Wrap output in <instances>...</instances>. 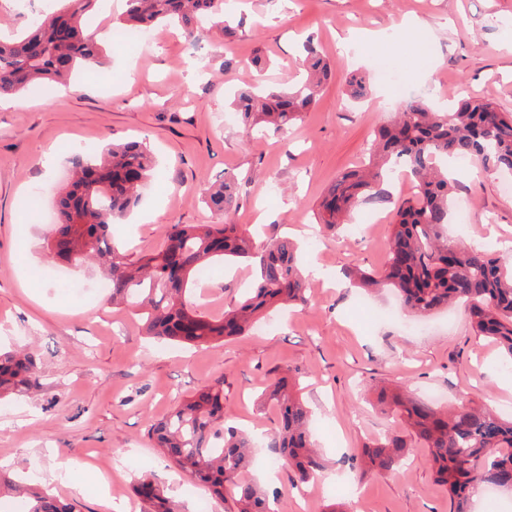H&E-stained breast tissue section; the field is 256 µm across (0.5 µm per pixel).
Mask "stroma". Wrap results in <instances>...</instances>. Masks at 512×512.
<instances>
[{"mask_svg": "<svg viewBox=\"0 0 512 512\" xmlns=\"http://www.w3.org/2000/svg\"><path fill=\"white\" fill-rule=\"evenodd\" d=\"M124 10V0H112L91 21L106 35L104 70L0 98V350L29 345L40 358L39 388L0 399V464L25 477L39 469L79 512H143L132 485L150 474L183 512H224L221 500L167 466L153 431L220 380L226 421L270 433L278 414L259 394L281 374L301 384L327 465L305 497L288 463L261 449L252 475L278 491L283 512H450L426 449L410 448L397 470L362 475L358 450L397 430L378 390L405 385L450 408L474 399L509 417L512 370L460 309L417 329L394 290L350 279L352 270L385 265L393 206L414 192L409 177L387 181L390 204L351 215L356 232L322 235L315 216L336 179L367 161L375 129L403 100L445 109L471 95L512 113V0H225L235 32L212 29L206 54L175 28H156L146 45L120 42ZM414 23L416 39H404ZM368 34L382 37L371 58L347 48ZM309 40L331 67L316 104L289 132L250 137L230 92L294 83ZM392 54L403 57L406 86L396 93L373 81L368 98L351 100L348 79L370 77ZM131 138L147 142L159 166L142 202L112 227L120 253L135 259L157 249L168 224L221 223L205 196L230 176L238 194L226 219L260 240L300 244L305 304L271 309L264 331L184 348L145 336L135 309L95 289L97 267L54 258L50 226L35 213L38 191L61 183L67 150L94 158ZM464 169L454 201L468 213L465 224H449V239L493 248L512 239V177L471 161ZM254 279L252 262L219 261L191 296L221 312Z\"/></svg>", "mask_w": 512, "mask_h": 512, "instance_id": "35a3bbf8", "label": "stroma"}]
</instances>
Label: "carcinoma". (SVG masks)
I'll return each instance as SVG.
<instances>
[{
	"label": "carcinoma",
	"mask_w": 512,
	"mask_h": 512,
	"mask_svg": "<svg viewBox=\"0 0 512 512\" xmlns=\"http://www.w3.org/2000/svg\"><path fill=\"white\" fill-rule=\"evenodd\" d=\"M30 24L24 33L0 38V97L32 88L45 79L64 80L82 67L101 65L103 49L80 24L85 12L104 0H64ZM125 25L132 28L180 25L200 40L205 21L223 26L224 0H125ZM308 78L287 90L265 95L243 92L233 102L246 126L285 133L314 104L330 68L318 49L307 46ZM468 158L486 171L512 172V114L478 97L456 109L434 112L417 101L400 104L393 120L380 126L368 171L347 172L323 197L318 223L336 231L343 217L370 199L383 200V185L394 164L416 180V192L396 208L388 260L375 272L356 270L363 287L394 288L407 311L426 317L455 303L466 313L476 336L491 339L512 359V256L490 254L480 246L460 247L448 240V197L459 180L448 160ZM72 177L56 191L58 221L47 246L65 262L100 261L112 303L139 311L149 336L180 344L206 345L243 336L268 309L306 301L307 281L293 244L286 239L256 244L236 224H169L160 248L129 260L112 246V224L137 204L151 182L155 160L149 146L131 141L112 146L97 162L78 152L67 159ZM234 180L213 184L207 204L228 213ZM254 258L259 274L253 292L234 310L214 315L187 297L193 278L215 259ZM36 358L28 350L0 354V396L27 394L36 385ZM265 401L274 403L279 424L267 438L273 454L307 483L325 469L314 449L310 412L282 376L270 380ZM399 432L362 448L364 473L397 469L404 448L414 442L428 450L436 481L447 492L452 512H469L470 500L484 488L512 491V418L484 406L462 403L442 409L400 388L380 389ZM163 456L224 501L225 512H274L270 496L245 476L253 459L251 440L224 419V387L217 382L176 406L155 428ZM0 492L27 498L26 512H77L74 502L48 491L22 492L0 470ZM145 512H179L153 477L133 485Z\"/></svg>",
	"instance_id": "1"
}]
</instances>
